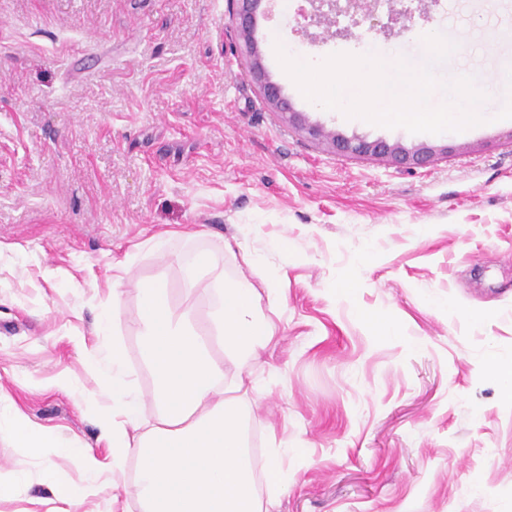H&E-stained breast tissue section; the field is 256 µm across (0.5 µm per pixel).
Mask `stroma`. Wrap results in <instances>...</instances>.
Segmentation results:
<instances>
[{
	"label": "stroma",
	"mask_w": 512,
	"mask_h": 512,
	"mask_svg": "<svg viewBox=\"0 0 512 512\" xmlns=\"http://www.w3.org/2000/svg\"><path fill=\"white\" fill-rule=\"evenodd\" d=\"M304 0H261L255 37L269 78L297 111L345 136L453 145L402 169L339 156L271 112L247 64L227 0H0V410L71 446L97 441L90 362L103 304L153 421L151 371L135 321V282L209 329L206 293L186 294L179 261L205 250L224 275L256 280L226 258L248 247L278 273L280 342L248 442L256 472L273 439L288 488L274 512H512V396L488 364L512 366V119L412 134L346 119L300 95L274 52L428 59L424 34L456 51L440 79L507 88L512 0H440L403 30L359 26L328 37ZM501 33L483 53L485 27ZM179 232L174 258L145 242ZM287 238V251L272 250ZM357 282L345 296L334 283ZM117 298H110V288ZM395 327L381 336L364 317ZM68 373L75 390L51 384ZM55 471L77 461L28 457L0 432V478L24 473L0 512H53Z\"/></svg>",
	"instance_id": "obj_1"
}]
</instances>
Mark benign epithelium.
Wrapping results in <instances>:
<instances>
[{
    "mask_svg": "<svg viewBox=\"0 0 512 512\" xmlns=\"http://www.w3.org/2000/svg\"><path fill=\"white\" fill-rule=\"evenodd\" d=\"M260 2L261 0H227L228 10L238 33V49L247 61L249 71L267 105L282 120L294 126L303 137L326 146L336 155L386 159L399 168L425 167L433 163L437 156L446 155L453 150V147L446 144H419L408 148L383 139L348 138L326 129L321 124L309 121L304 113L294 109L281 87L267 77L261 50L254 35L255 13ZM320 3L328 6V14H344L350 17L355 26L360 24L358 15L366 17L372 13L369 0H320ZM411 19L410 8L392 6L387 11V21L382 24V28L390 30L396 26L403 28Z\"/></svg>",
    "mask_w": 512,
    "mask_h": 512,
    "instance_id": "obj_1",
    "label": "benign epithelium"
}]
</instances>
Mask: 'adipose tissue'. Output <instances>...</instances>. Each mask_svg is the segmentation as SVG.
I'll return each instance as SVG.
<instances>
[{"mask_svg":"<svg viewBox=\"0 0 512 512\" xmlns=\"http://www.w3.org/2000/svg\"><path fill=\"white\" fill-rule=\"evenodd\" d=\"M181 271L187 293L202 289L212 299L210 334L197 329L191 309L172 308L164 288L136 287L137 331L154 379L155 424L142 420V396L117 341L91 363L99 378L97 425L106 459L89 448H71L19 413L0 412V431L31 458L40 460L56 450L78 462L81 482L56 478V500L72 507L104 496L106 489H119L127 461L134 457L141 512H271L282 475L273 465L264 481L256 479L247 438L253 405L241 391L246 365L276 336V273L265 270L257 285L228 279L223 260L206 252L183 261ZM264 296L272 301L266 309L260 305ZM214 337L224 345L223 358L210 352Z\"/></svg>","mask_w":512,"mask_h":512,"instance_id":"1","label":"adipose tissue"}]
</instances>
